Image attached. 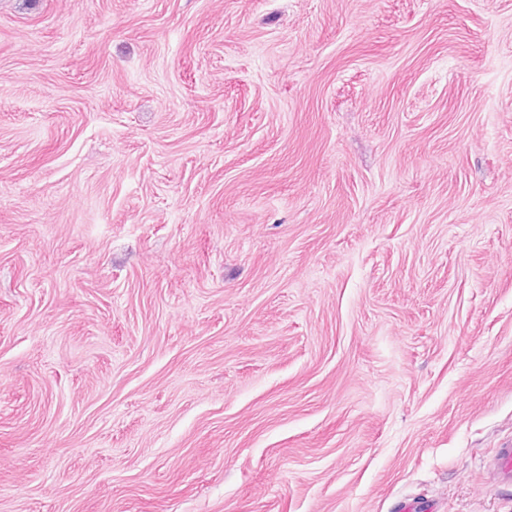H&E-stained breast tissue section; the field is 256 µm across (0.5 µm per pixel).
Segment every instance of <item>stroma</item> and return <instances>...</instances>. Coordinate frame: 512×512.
<instances>
[{
	"instance_id": "1",
	"label": "stroma",
	"mask_w": 512,
	"mask_h": 512,
	"mask_svg": "<svg viewBox=\"0 0 512 512\" xmlns=\"http://www.w3.org/2000/svg\"><path fill=\"white\" fill-rule=\"evenodd\" d=\"M512 0H0V512H512ZM490 470L497 480L512 483V443L508 442L499 448Z\"/></svg>"
}]
</instances>
